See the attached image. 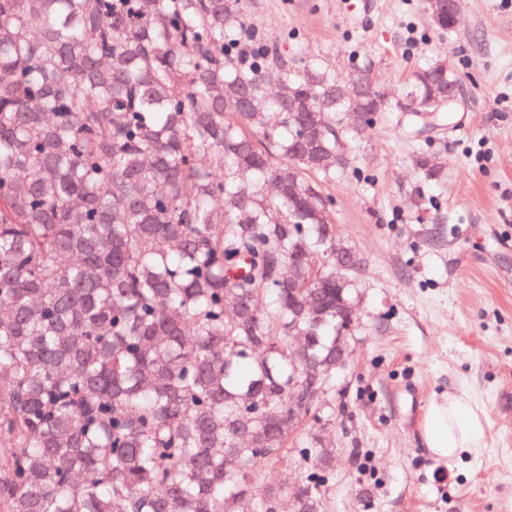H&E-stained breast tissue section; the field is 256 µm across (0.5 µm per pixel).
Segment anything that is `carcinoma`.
<instances>
[{
  "instance_id": "obj_1",
  "label": "carcinoma",
  "mask_w": 512,
  "mask_h": 512,
  "mask_svg": "<svg viewBox=\"0 0 512 512\" xmlns=\"http://www.w3.org/2000/svg\"><path fill=\"white\" fill-rule=\"evenodd\" d=\"M242 0H0V512H276L288 381L336 360L339 125L370 67L254 62ZM457 76L413 72L420 99ZM426 179L441 165L422 155Z\"/></svg>"
}]
</instances>
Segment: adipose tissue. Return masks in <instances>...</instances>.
I'll use <instances>...</instances> for the list:
<instances>
[{
  "instance_id": "adipose-tissue-1",
  "label": "adipose tissue",
  "mask_w": 512,
  "mask_h": 512,
  "mask_svg": "<svg viewBox=\"0 0 512 512\" xmlns=\"http://www.w3.org/2000/svg\"><path fill=\"white\" fill-rule=\"evenodd\" d=\"M487 438V415L469 389L457 387L433 395L425 405L419 425L420 446L447 467H456L466 457L480 460Z\"/></svg>"
}]
</instances>
